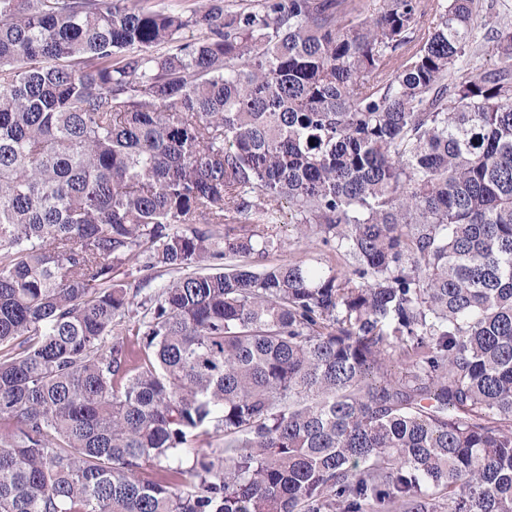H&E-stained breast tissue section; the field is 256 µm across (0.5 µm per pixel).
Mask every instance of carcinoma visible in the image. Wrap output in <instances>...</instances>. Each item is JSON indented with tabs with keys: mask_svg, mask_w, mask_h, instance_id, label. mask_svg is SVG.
<instances>
[{
	"mask_svg": "<svg viewBox=\"0 0 512 512\" xmlns=\"http://www.w3.org/2000/svg\"><path fill=\"white\" fill-rule=\"evenodd\" d=\"M480 19L0 0V512H512V21L486 67ZM285 204L306 254L263 264ZM129 264L172 277L136 303Z\"/></svg>",
	"mask_w": 512,
	"mask_h": 512,
	"instance_id": "carcinoma-1",
	"label": "carcinoma"
}]
</instances>
